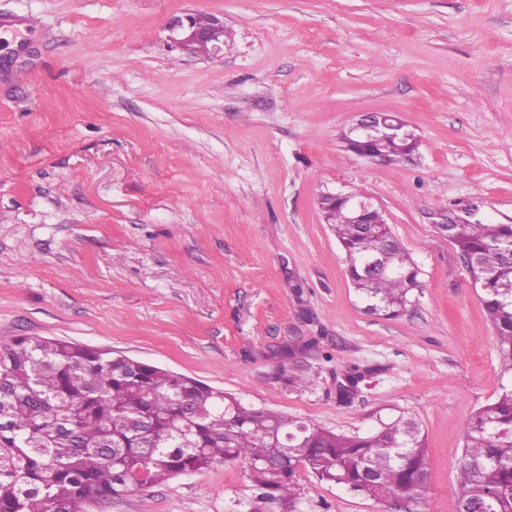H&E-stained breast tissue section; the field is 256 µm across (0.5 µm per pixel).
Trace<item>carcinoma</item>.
Wrapping results in <instances>:
<instances>
[{
	"mask_svg": "<svg viewBox=\"0 0 512 512\" xmlns=\"http://www.w3.org/2000/svg\"><path fill=\"white\" fill-rule=\"evenodd\" d=\"M368 149L412 161L398 140ZM435 231L458 250L480 288L502 373L512 376V224L451 212ZM329 227L365 311L394 319L422 288L420 269L387 224H356L336 203ZM331 355L314 339L288 346L272 382L307 388ZM368 370H343L336 391L352 401ZM239 464L260 495L295 506L297 472L374 499L420 503L428 493L421 427L401 418L369 436L248 405L198 379L99 347L18 336L0 345V512H78L182 474ZM459 512H512V386L478 408L464 429Z\"/></svg>",
	"mask_w": 512,
	"mask_h": 512,
	"instance_id": "carcinoma-1",
	"label": "carcinoma"
}]
</instances>
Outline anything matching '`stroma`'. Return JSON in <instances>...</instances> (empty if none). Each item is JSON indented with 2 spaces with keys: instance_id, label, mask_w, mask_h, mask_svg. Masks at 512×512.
I'll return each instance as SVG.
<instances>
[{
  "instance_id": "stroma-1",
  "label": "stroma",
  "mask_w": 512,
  "mask_h": 512,
  "mask_svg": "<svg viewBox=\"0 0 512 512\" xmlns=\"http://www.w3.org/2000/svg\"><path fill=\"white\" fill-rule=\"evenodd\" d=\"M186 12L223 20V53L172 44ZM375 111L402 114L419 162L344 150ZM338 191L380 207L419 266L403 316L351 287L319 208ZM465 201L512 224V0H0V344L109 349L349 435L416 418L414 512H456L465 423L512 381L433 228ZM297 336L332 356L306 391L268 380ZM349 363L374 373L341 403ZM297 477L295 512H396ZM80 512L281 510L223 465Z\"/></svg>"
}]
</instances>
